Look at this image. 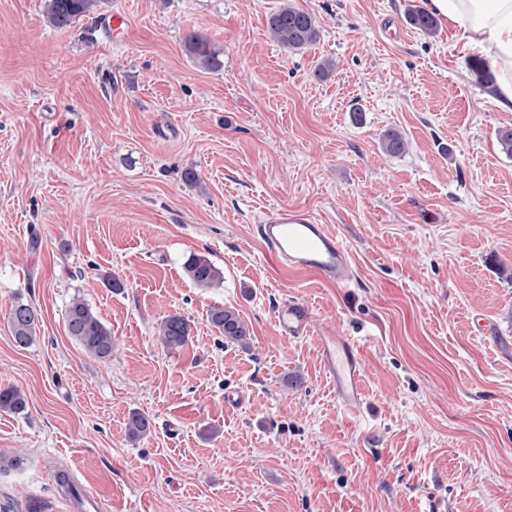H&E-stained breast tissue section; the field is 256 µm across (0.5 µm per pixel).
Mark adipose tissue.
<instances>
[{"instance_id": "adipose-tissue-1", "label": "adipose tissue", "mask_w": 512, "mask_h": 512, "mask_svg": "<svg viewBox=\"0 0 512 512\" xmlns=\"http://www.w3.org/2000/svg\"><path fill=\"white\" fill-rule=\"evenodd\" d=\"M425 7L486 57L497 75L492 99L512 112V0H426Z\"/></svg>"}]
</instances>
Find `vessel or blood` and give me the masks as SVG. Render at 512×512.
Masks as SVG:
<instances>
[{"instance_id":"b4317fda","label":"vessel or blood","mask_w":512,"mask_h":512,"mask_svg":"<svg viewBox=\"0 0 512 512\" xmlns=\"http://www.w3.org/2000/svg\"><path fill=\"white\" fill-rule=\"evenodd\" d=\"M258 235L268 255L283 268L312 272L339 285L347 284L351 278L343 244L325 225L307 215L277 211L259 225ZM274 322L281 336L302 338L311 331L310 308L301 300H288L275 310ZM322 358L340 400L347 409L357 410L362 401L361 368L350 341L343 336L323 337Z\"/></svg>"}]
</instances>
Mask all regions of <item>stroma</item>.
Here are the masks:
<instances>
[{
    "label": "stroma",
    "mask_w": 512,
    "mask_h": 512,
    "mask_svg": "<svg viewBox=\"0 0 512 512\" xmlns=\"http://www.w3.org/2000/svg\"><path fill=\"white\" fill-rule=\"evenodd\" d=\"M292 2L320 29L296 53L266 31L281 0H101L65 30L44 0H0V387L27 402L0 412V452L26 460L0 472V512H72L60 467L101 512H512V112L458 31L407 24L423 0ZM191 31L222 71L196 65ZM280 209L336 234L349 287L262 259L258 222ZM194 254L223 287L187 278ZM76 296L112 331L107 360L66 332ZM291 298L312 312L300 340L274 325ZM18 302L38 311L24 349ZM218 305L249 348L209 324ZM175 314L191 338L170 351ZM328 330L360 348L353 413L323 367ZM134 410L151 422L136 440ZM185 48L203 69L219 72L224 68V51L210 44L205 38L196 33L186 37ZM188 279L199 288H218L224 284V271L208 257L192 255L184 264ZM37 323V311L31 305L18 303L12 306L8 324L18 347L27 348L35 341ZM208 321L224 337L225 343L237 344L240 347L248 346L251 337L249 326L233 308H211ZM159 338L168 350H178L186 346L190 340L188 320L179 315L166 317L159 326Z\"/></svg>",
    "instance_id": "stroma-1"
}]
</instances>
